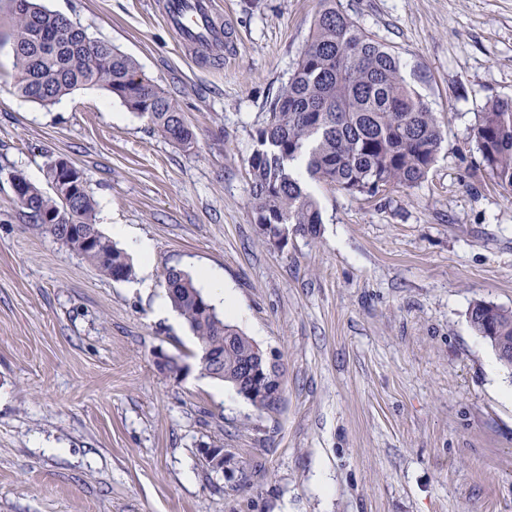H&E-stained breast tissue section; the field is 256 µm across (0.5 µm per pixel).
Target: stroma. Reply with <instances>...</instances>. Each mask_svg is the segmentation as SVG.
I'll return each mask as SVG.
<instances>
[{
    "label": "stroma",
    "instance_id": "1",
    "mask_svg": "<svg viewBox=\"0 0 512 512\" xmlns=\"http://www.w3.org/2000/svg\"><path fill=\"white\" fill-rule=\"evenodd\" d=\"M217 2L234 49L199 62L162 0H43L177 100L189 148L98 87L22 98L0 11V512H512V371L468 317L512 309V193L471 134L512 96V0H339L398 52L445 140L411 188L310 184L320 235L281 251L253 221L249 162L319 0ZM57 157L83 171L103 234L152 242L150 287L21 214L9 173L44 188ZM171 267L221 279L226 320L281 365L278 412L205 375L183 319L158 313ZM205 448L239 472H213ZM202 455L210 469L221 473L224 477H232L236 469H239L235 456L224 449L205 448Z\"/></svg>",
    "mask_w": 512,
    "mask_h": 512
}]
</instances>
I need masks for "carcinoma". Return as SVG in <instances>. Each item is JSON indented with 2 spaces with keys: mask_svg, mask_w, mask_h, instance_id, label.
Segmentation results:
<instances>
[{
  "mask_svg": "<svg viewBox=\"0 0 512 512\" xmlns=\"http://www.w3.org/2000/svg\"><path fill=\"white\" fill-rule=\"evenodd\" d=\"M14 2L8 0L21 97L50 106L77 89L99 86L169 141L183 146L196 141L176 100L139 73L134 60L38 0H27L21 9ZM319 3L305 49L257 129L259 149L250 159L254 224L279 250L288 245V227L314 236L322 223L306 180L351 195L412 187L428 176L444 141L435 113L402 75L395 50L344 14L336 0ZM472 137L488 178L512 192V96L487 102ZM297 160L304 161L300 174L293 168ZM25 195L18 207L30 223L108 278L131 275L125 253L98 229L91 189L76 197L73 220L65 224L45 223V217L65 210L61 193L49 194L27 180ZM164 284L173 309L198 339L201 369L233 384L241 364L254 357L256 343L225 321L188 273L170 269ZM469 322L492 348L504 341L512 345V309L479 301L470 308ZM208 354L222 361L207 364Z\"/></svg>",
  "mask_w": 512,
  "mask_h": 512,
  "instance_id": "carcinoma-1",
  "label": "carcinoma"
}]
</instances>
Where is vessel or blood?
Here are the masks:
<instances>
[{"label":"vessel or blood","instance_id":"1","mask_svg":"<svg viewBox=\"0 0 512 512\" xmlns=\"http://www.w3.org/2000/svg\"><path fill=\"white\" fill-rule=\"evenodd\" d=\"M162 15L181 45L189 49L208 48L224 38L215 0H163Z\"/></svg>","mask_w":512,"mask_h":512}]
</instances>
